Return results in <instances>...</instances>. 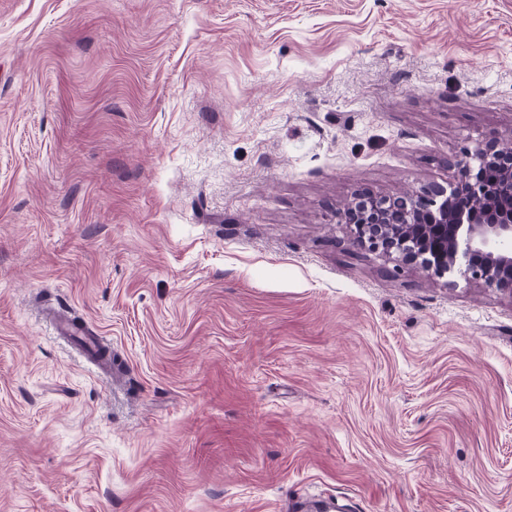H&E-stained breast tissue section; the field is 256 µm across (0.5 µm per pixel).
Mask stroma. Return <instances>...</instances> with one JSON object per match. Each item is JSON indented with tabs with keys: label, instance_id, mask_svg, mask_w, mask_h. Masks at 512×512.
<instances>
[{
	"label": "stroma",
	"instance_id": "1",
	"mask_svg": "<svg viewBox=\"0 0 512 512\" xmlns=\"http://www.w3.org/2000/svg\"><path fill=\"white\" fill-rule=\"evenodd\" d=\"M494 138L512 0H0V512H512V295L336 218ZM55 325L60 337H66L80 346L85 361L92 365L105 363L99 357V351L108 346L103 336H99L87 324L88 330L72 323L71 320H59L55 322Z\"/></svg>",
	"mask_w": 512,
	"mask_h": 512
}]
</instances>
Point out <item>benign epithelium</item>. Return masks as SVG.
Segmentation results:
<instances>
[{"label":"benign epithelium","mask_w":512,"mask_h":512,"mask_svg":"<svg viewBox=\"0 0 512 512\" xmlns=\"http://www.w3.org/2000/svg\"><path fill=\"white\" fill-rule=\"evenodd\" d=\"M448 186L396 195L360 193L336 218L353 243L372 253L443 277L458 272L512 296V143L492 139L462 158ZM483 198L480 208L469 199Z\"/></svg>","instance_id":"benign-epithelium-1"}]
</instances>
